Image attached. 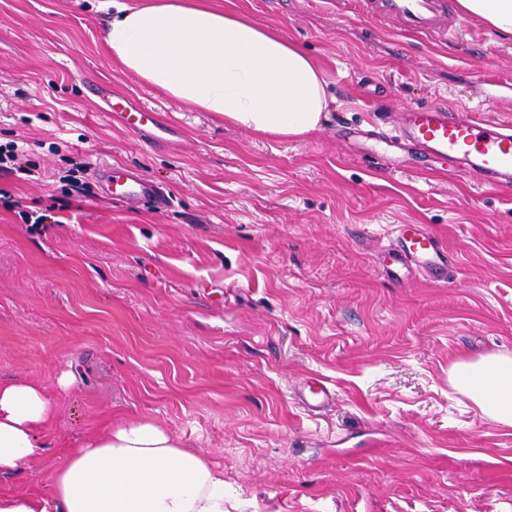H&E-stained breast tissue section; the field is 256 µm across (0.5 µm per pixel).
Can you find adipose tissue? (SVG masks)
Listing matches in <instances>:
<instances>
[{
  "label": "adipose tissue",
  "mask_w": 512,
  "mask_h": 512,
  "mask_svg": "<svg viewBox=\"0 0 512 512\" xmlns=\"http://www.w3.org/2000/svg\"><path fill=\"white\" fill-rule=\"evenodd\" d=\"M512 35V0H458ZM104 43L121 67L166 97L252 132L303 139L330 99L320 68L275 30L195 0H100ZM448 382L490 420L512 427V356L455 362ZM54 397L26 379L0 380V473L45 452ZM224 471L150 419L108 424L70 447L51 499L0 494V512H224Z\"/></svg>",
  "instance_id": "obj_1"
}]
</instances>
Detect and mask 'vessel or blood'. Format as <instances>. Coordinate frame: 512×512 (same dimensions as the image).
<instances>
[{"instance_id": "b4317fda", "label": "vessel or blood", "mask_w": 512, "mask_h": 512, "mask_svg": "<svg viewBox=\"0 0 512 512\" xmlns=\"http://www.w3.org/2000/svg\"><path fill=\"white\" fill-rule=\"evenodd\" d=\"M360 10L369 19L393 22L408 35L445 39L457 36L461 28L453 0H360ZM121 118L134 135L158 145L176 133L173 126L161 125L157 116L148 112H125ZM385 140L408 147L411 162H436L470 175L482 185L512 188L511 123L479 114L460 117L445 104L434 103L408 108ZM103 175L120 186L123 200H145L158 209L169 203L163 189L142 171L112 167ZM388 259L397 269L418 267L429 274L448 264L447 252L432 233L406 225L401 226L398 246L389 252ZM294 396L314 415L336 399L335 392L317 378L297 388Z\"/></svg>"}]
</instances>
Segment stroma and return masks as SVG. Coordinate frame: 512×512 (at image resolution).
I'll return each instance as SVG.
<instances>
[{
  "instance_id": "1",
  "label": "stroma",
  "mask_w": 512,
  "mask_h": 512,
  "mask_svg": "<svg viewBox=\"0 0 512 512\" xmlns=\"http://www.w3.org/2000/svg\"><path fill=\"white\" fill-rule=\"evenodd\" d=\"M208 2L320 67L321 130L266 138L169 99L113 61L96 0H0L20 162L0 172V380L57 400L45 455L0 492L49 497L68 447L149 418L223 468L227 512H512V428L448 384L459 359L512 355V192L337 132L433 102L512 121V35L465 15L457 38L404 36L357 0ZM102 84L179 136L127 132ZM112 164L169 206L107 195ZM403 224L438 236L441 277L386 272ZM311 377L336 393L318 417L292 394Z\"/></svg>"
}]
</instances>
